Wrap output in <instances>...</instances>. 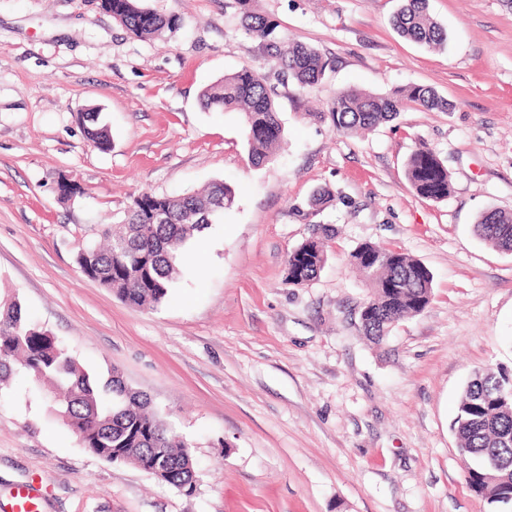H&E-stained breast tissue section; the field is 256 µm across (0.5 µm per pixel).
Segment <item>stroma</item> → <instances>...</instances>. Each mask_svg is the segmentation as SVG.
I'll return each mask as SVG.
<instances>
[{"instance_id": "35a3bbf8", "label": "stroma", "mask_w": 512, "mask_h": 512, "mask_svg": "<svg viewBox=\"0 0 512 512\" xmlns=\"http://www.w3.org/2000/svg\"><path fill=\"white\" fill-rule=\"evenodd\" d=\"M141 3L179 27L142 40L100 0H0V297L83 367L118 369L147 394L188 443L194 488L83 448L45 385L19 372L0 386V512L23 487L39 512H493L466 484L452 423L475 370H512V252L473 231L483 211H512V0H429L442 51L396 32L400 0H251L277 37L327 64L314 88H280L285 140L259 167L237 114L199 102L265 64L235 0ZM409 85L452 109L411 108L362 135L314 118L340 90ZM94 107L105 152L79 120ZM422 144L450 172L445 200L406 179ZM63 177L82 195L61 200ZM214 180L235 202L207 246H182L160 306L131 307L80 272L78 253L135 196ZM320 187L335 199L316 211ZM315 224L334 231L327 262L288 285L287 255ZM364 243L433 275L428 307L379 346L359 330L369 290L349 263Z\"/></svg>"}]
</instances>
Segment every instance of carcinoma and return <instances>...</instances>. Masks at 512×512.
Listing matches in <instances>:
<instances>
[{
  "label": "carcinoma",
  "mask_w": 512,
  "mask_h": 512,
  "mask_svg": "<svg viewBox=\"0 0 512 512\" xmlns=\"http://www.w3.org/2000/svg\"><path fill=\"white\" fill-rule=\"evenodd\" d=\"M428 0H403L394 26L405 38L429 49H443L446 29L427 10ZM246 34L262 48L270 68L300 87H313L326 64L312 47L276 39V23L237 0ZM102 7L123 17L122 25L137 38L155 39L178 27V19L144 8L139 0H103ZM278 93L266 72L243 66L206 87L205 108L222 107L240 114L252 164L261 166L284 141ZM448 110L447 100L429 87L410 85L386 94L343 89L315 117L348 134L391 122L409 108ZM100 113L82 114L87 139L98 149L111 147ZM407 179L420 198L441 201L451 192V176L437 152L421 145L406 162ZM234 190L222 181L178 196L145 192L133 198L123 223L108 232L105 246L94 242L77 256L83 274L112 290L124 303L155 308L168 297L179 274L180 245L224 216ZM474 231L492 246L512 251V213L498 209L480 214ZM327 230L314 224L310 236L288 253L285 280L302 286L315 280L327 259ZM352 265L368 280L371 294L360 311L363 335L380 344L400 320L422 313L430 304L433 276L421 262L391 248L365 243L352 254ZM56 389L52 400L84 448L108 462L143 467L179 489H190L195 477L189 446L151 409L146 395L128 386L112 369L103 379L89 373L55 337L32 323L17 299L0 302V384L15 371ZM453 430L459 451L470 459L469 489L499 512H512V371L503 367L474 373L458 404Z\"/></svg>",
  "instance_id": "1"
}]
</instances>
